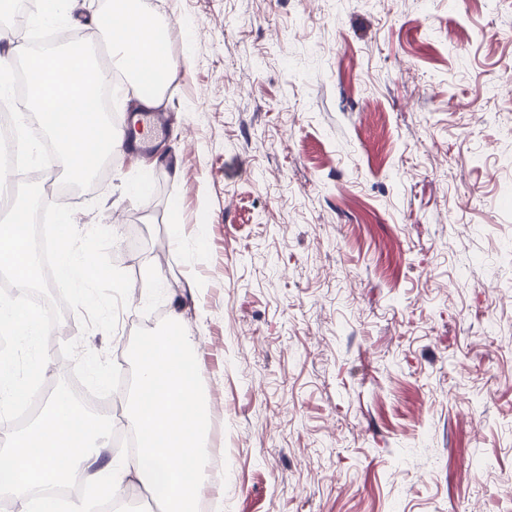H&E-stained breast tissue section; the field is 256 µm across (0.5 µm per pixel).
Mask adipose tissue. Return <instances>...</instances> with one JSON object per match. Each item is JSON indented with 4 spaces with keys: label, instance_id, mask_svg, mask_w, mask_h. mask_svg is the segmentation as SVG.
I'll use <instances>...</instances> for the list:
<instances>
[{
    "label": "adipose tissue",
    "instance_id": "adipose-tissue-1",
    "mask_svg": "<svg viewBox=\"0 0 512 512\" xmlns=\"http://www.w3.org/2000/svg\"><path fill=\"white\" fill-rule=\"evenodd\" d=\"M103 23L112 67L125 73L132 97L144 107L159 105L170 63L155 36L149 0H113ZM12 51L27 64V103L39 113L73 180H85L109 157L122 153L124 132L103 120L94 96L95 87L107 82L109 69L94 63L84 45L69 43L34 55L18 43ZM61 68L70 70L69 80H55ZM170 322L171 329L151 336L137 351L129 401L130 419L141 439L136 456L104 461L99 448L109 435L108 423L91 418L60 390L0 453V495L18 500L25 512H57L53 500L38 495L39 486L103 480L115 495L130 475L165 503L166 512H195L200 490L211 480L209 420L198 388V347L181 331L180 312L171 311Z\"/></svg>",
    "mask_w": 512,
    "mask_h": 512
}]
</instances>
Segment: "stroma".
<instances>
[{
  "label": "stroma",
  "instance_id": "obj_1",
  "mask_svg": "<svg viewBox=\"0 0 512 512\" xmlns=\"http://www.w3.org/2000/svg\"><path fill=\"white\" fill-rule=\"evenodd\" d=\"M153 5L165 146L88 194L31 154L132 278L84 348L182 311L212 512H512V0Z\"/></svg>",
  "mask_w": 512,
  "mask_h": 512
}]
</instances>
